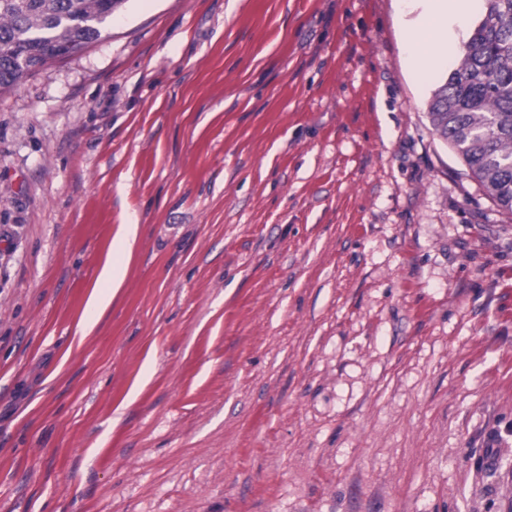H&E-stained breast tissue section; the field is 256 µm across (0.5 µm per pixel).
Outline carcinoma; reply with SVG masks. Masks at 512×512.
<instances>
[{
    "mask_svg": "<svg viewBox=\"0 0 512 512\" xmlns=\"http://www.w3.org/2000/svg\"><path fill=\"white\" fill-rule=\"evenodd\" d=\"M124 0H0V90L99 39ZM435 133L512 212V0H483L457 67L433 92Z\"/></svg>",
    "mask_w": 512,
    "mask_h": 512,
    "instance_id": "obj_1",
    "label": "carcinoma"
}]
</instances>
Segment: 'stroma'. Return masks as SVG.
<instances>
[{"instance_id":"1","label":"stroma","mask_w":512,"mask_h":512,"mask_svg":"<svg viewBox=\"0 0 512 512\" xmlns=\"http://www.w3.org/2000/svg\"><path fill=\"white\" fill-rule=\"evenodd\" d=\"M474 19L419 71L399 0H126L0 93V512H512V213L428 114ZM125 274L126 269L120 262L115 261L113 258L106 261L101 269L99 281L106 283L110 291L104 293L94 288L88 300V308L94 313H103L121 287Z\"/></svg>"}]
</instances>
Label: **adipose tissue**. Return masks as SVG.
<instances>
[{
	"mask_svg": "<svg viewBox=\"0 0 512 512\" xmlns=\"http://www.w3.org/2000/svg\"><path fill=\"white\" fill-rule=\"evenodd\" d=\"M469 3L470 0H404L405 6L419 11L405 38L408 60L414 68L424 69L435 64L436 36L447 31L450 22L460 16Z\"/></svg>",
	"mask_w": 512,
	"mask_h": 512,
	"instance_id": "1",
	"label": "adipose tissue"
}]
</instances>
